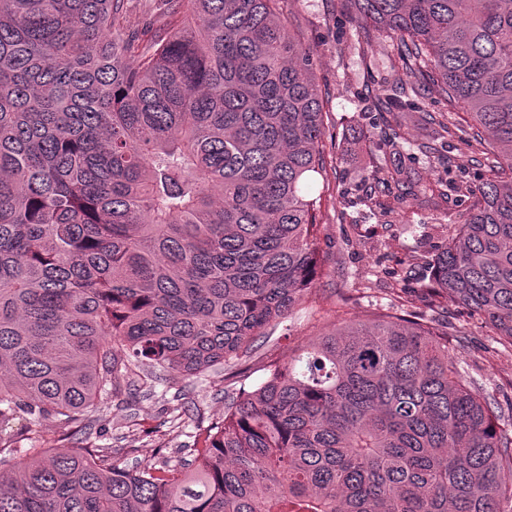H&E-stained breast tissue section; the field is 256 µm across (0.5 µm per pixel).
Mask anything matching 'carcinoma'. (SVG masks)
<instances>
[{
  "label": "carcinoma",
  "instance_id": "obj_1",
  "mask_svg": "<svg viewBox=\"0 0 512 512\" xmlns=\"http://www.w3.org/2000/svg\"><path fill=\"white\" fill-rule=\"evenodd\" d=\"M163 26L114 28L125 0H0V512H512V403L467 381L448 333L403 316L335 323L227 395L188 459L23 448L62 436L142 375L197 378L252 355L324 274V170L310 48L278 0H166ZM402 76L364 149L399 156V113L431 81L487 143L490 178L419 294L482 316L512 348V0H349ZM396 163L374 188L437 205ZM29 423L14 434L18 418Z\"/></svg>",
  "mask_w": 512,
  "mask_h": 512
}]
</instances>
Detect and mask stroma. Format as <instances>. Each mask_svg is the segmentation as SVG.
<instances>
[{"instance_id": "obj_1", "label": "stroma", "mask_w": 512, "mask_h": 512, "mask_svg": "<svg viewBox=\"0 0 512 512\" xmlns=\"http://www.w3.org/2000/svg\"><path fill=\"white\" fill-rule=\"evenodd\" d=\"M278 10L290 32L303 38L312 51L313 72L323 97L324 141L332 146L327 164L332 192L320 216L325 274L319 288L328 294H343L336 314L347 321L364 322L391 314L405 300H413L417 313L436 319L447 330L453 354L466 376L485 393L506 401L512 397V350L499 345L481 319L467 315L454 302L432 309L418 298L435 250L468 210L467 194L449 189L447 201L437 206L408 198L397 204L395 215L388 218L378 216L374 204L351 207L342 197L346 189L360 194L366 191L364 179L370 160L358 140V115L371 108L378 83L396 74L398 66L389 40L373 33L366 36L363 53H339L338 38H352L359 31L349 0H279ZM418 96V110L401 115V132L413 145L432 140L436 128L430 116L448 110L447 101L427 85H420ZM483 151V144L473 140L442 147L427 157L402 156L401 166L405 176L421 185L434 183L448 170L474 187L490 175ZM324 329L310 304L297 305L283 323L257 337L254 372L247 386L260 384L268 358L288 361L299 344ZM230 386L218 370L193 381L180 378L155 385L150 393L131 388L109 401L94 426L92 440L114 446L119 438L132 439L137 446L133 463L161 462L159 445L189 448L194 443L193 422L179 429L167 425L173 409L198 408L207 421L222 420L224 392Z\"/></svg>"}]
</instances>
